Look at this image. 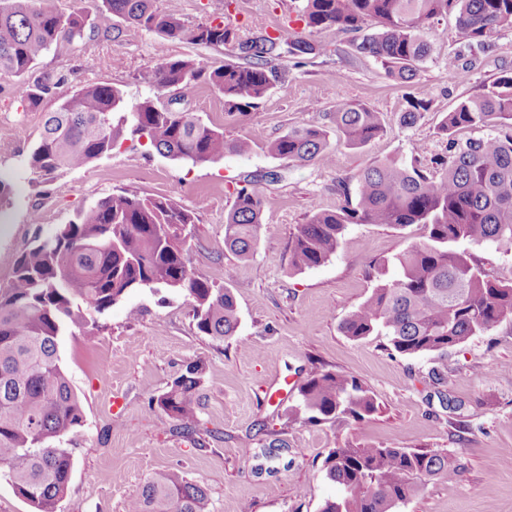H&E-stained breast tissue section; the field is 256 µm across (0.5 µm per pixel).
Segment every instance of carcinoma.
<instances>
[{"mask_svg": "<svg viewBox=\"0 0 512 512\" xmlns=\"http://www.w3.org/2000/svg\"><path fill=\"white\" fill-rule=\"evenodd\" d=\"M126 22L162 38L191 46L222 47L237 41L240 61L208 68L190 57H167L147 75L158 89L190 90L203 82L224 96L225 111L237 121L252 118L275 71L270 63L288 54L305 59L320 46L313 34L326 28L354 34L371 22L376 32L350 41L348 54L373 57L399 85L412 81L430 54L422 32L452 13L469 46L485 48L498 27L512 26V0H304L301 31L268 33L240 41L229 25L184 20L178 0L159 10L154 0H101ZM86 15L62 13L57 0H0V69L34 72L43 57L63 42L84 37ZM61 79L42 73L26 84L24 100L37 108ZM427 101L413 98L401 115L416 123ZM330 123L351 148L383 132L379 113L363 103H340ZM508 124L482 138L453 137L461 128ZM447 153L432 170L419 159L373 161L357 177L355 195L336 183L344 197L338 209L315 211L291 242V265L302 271L327 262L350 224H418L424 240L391 259L376 261L368 298L341 323L353 340L385 336L397 353L446 354L493 326L512 321V282L479 266L460 245L512 246V69L475 97L461 100L439 126ZM146 139L160 155L191 165L217 163L227 155L247 156L248 138L227 140L224 130L191 112L160 106L152 98L127 104L123 92L104 82L86 83L60 98L39 140L26 157L30 172L50 178L62 168L85 166L112 154L126 140ZM271 156L296 165L330 164L334 148L323 127L288 130L269 143ZM259 180L236 187L224 215V249L241 261L253 257L264 204ZM12 175L0 171V224L7 223L14 196ZM190 211L164 196L117 191L98 199L77 219L35 241L18 257L12 279L0 289V475L34 512H58L73 472L68 449L58 446L83 425L82 402L74 392L59 353V337L75 326L98 328L102 313L136 288L180 291L192 307L198 330L222 341L235 335L239 315L230 289L198 272L185 231ZM199 364L188 366L156 398L157 406L192 433L197 417ZM287 422L340 418L360 421L377 410L369 390L352 376L323 371L298 389ZM326 477L341 496L320 512H395L416 497L429 480H455L460 460L448 453L379 448L353 442L330 449ZM207 489L181 470L147 482L128 512H207Z\"/></svg>", "mask_w": 512, "mask_h": 512, "instance_id": "1", "label": "carcinoma"}]
</instances>
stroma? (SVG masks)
Returning a JSON list of instances; mask_svg holds the SVG:
<instances>
[{
	"instance_id": "35a3bbf8",
	"label": "stroma",
	"mask_w": 512,
	"mask_h": 512,
	"mask_svg": "<svg viewBox=\"0 0 512 512\" xmlns=\"http://www.w3.org/2000/svg\"><path fill=\"white\" fill-rule=\"evenodd\" d=\"M88 8L81 41L50 51L41 71L60 76L57 94L28 108L23 77L0 70V170L15 178L10 222L0 233V288L9 284L20 253L35 240L76 220L79 212L117 190L174 198L192 212L194 267L230 288L240 324L235 336L216 341L200 333L183 296L141 288L99 314L98 331L69 329L59 340L62 364L84 409V424L63 439L74 469L59 512H127L143 485L178 469L201 482L208 512H320L339 495L323 467L331 448L344 441L383 448H420L460 457L464 471L454 481L428 482L397 512H512V321L450 349L447 355L407 357L392 351L382 336L352 340L340 329L343 318L374 286L373 258H390L421 241L412 226H348L335 255L302 271L290 265V243L313 211H333L342 199L337 181L355 184L373 160L388 156L423 161L444 154L437 133L443 116L462 99L483 92L501 70L512 69V27L497 28L488 50L468 48L454 18L424 37L429 57L416 79L397 85L382 62L351 58L349 35L332 29L315 33L316 56L276 60L277 77L251 120L227 114L224 98L200 84L183 93L156 91L145 76L161 59L188 56L215 68L235 59L236 47H193L93 8L91 0H58L63 13ZM302 0H180L185 20L199 22L224 13L239 39L281 26H297ZM470 64L462 74L448 68L450 54ZM121 89L127 101L158 97L161 103L199 116L221 128L226 139H252L246 157L229 156L192 166L158 154L144 141H125L111 155L58 171L43 180L23 161L39 138L59 96L92 82ZM427 100L416 124L402 126L411 98ZM363 102L379 112L383 132L356 149L339 144L328 119L337 104ZM302 126H321L336 142L333 163L299 166L273 158L267 144ZM260 177L265 201L252 259L242 263L224 249V215L236 185ZM202 367L196 392L200 442L185 438L155 398L184 373ZM448 372L446 394L452 412L432 397L428 373ZM356 378L373 392L376 413L361 421L287 423L284 413L298 399L297 386L322 371ZM291 377L288 395L270 389L275 378ZM276 432L287 447L274 472L259 470L258 443Z\"/></svg>"
}]
</instances>
